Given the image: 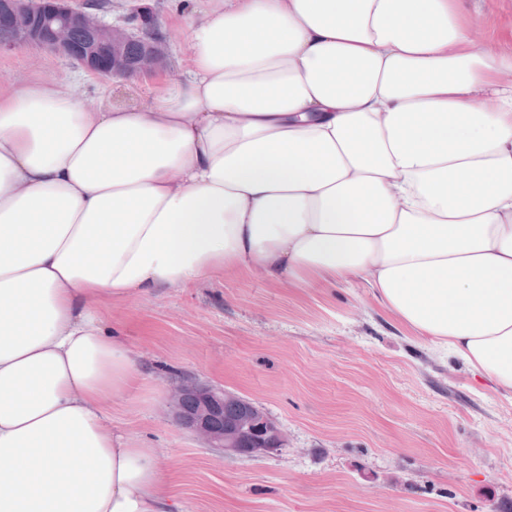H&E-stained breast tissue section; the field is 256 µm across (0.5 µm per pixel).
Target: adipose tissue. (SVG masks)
Masks as SVG:
<instances>
[{"label": "adipose tissue", "mask_w": 512, "mask_h": 512, "mask_svg": "<svg viewBox=\"0 0 512 512\" xmlns=\"http://www.w3.org/2000/svg\"><path fill=\"white\" fill-rule=\"evenodd\" d=\"M361 280L512 399V50L467 0H209L143 106L0 93V512H168L106 303Z\"/></svg>", "instance_id": "1"}]
</instances>
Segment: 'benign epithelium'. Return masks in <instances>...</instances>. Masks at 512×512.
Returning a JSON list of instances; mask_svg holds the SVG:
<instances>
[{
    "label": "benign epithelium",
    "mask_w": 512,
    "mask_h": 512,
    "mask_svg": "<svg viewBox=\"0 0 512 512\" xmlns=\"http://www.w3.org/2000/svg\"><path fill=\"white\" fill-rule=\"evenodd\" d=\"M46 14L49 31L32 27L33 16ZM11 26L16 40L1 44L0 52L28 48H46L73 61L86 71L116 81H130L151 74L164 65L165 40L149 37L142 52L132 61L117 53L131 33L124 27L106 23L98 10L71 0H24L18 10L10 7L0 12V23ZM81 28L86 42L80 49L72 40V30ZM110 46L112 58L100 57V50ZM172 421L211 448L226 456L259 457L278 451L286 444L280 425L261 406L236 392L186 375L167 394Z\"/></svg>",
    "instance_id": "1"
}]
</instances>
